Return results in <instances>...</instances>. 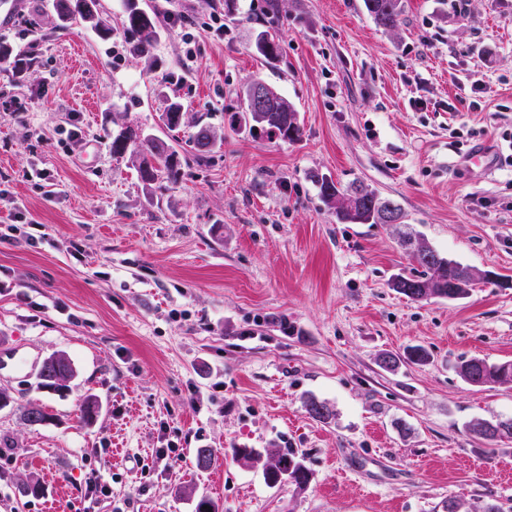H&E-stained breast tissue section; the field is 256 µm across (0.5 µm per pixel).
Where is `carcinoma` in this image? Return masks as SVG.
<instances>
[{"instance_id": "obj_1", "label": "carcinoma", "mask_w": 512, "mask_h": 512, "mask_svg": "<svg viewBox=\"0 0 512 512\" xmlns=\"http://www.w3.org/2000/svg\"><path fill=\"white\" fill-rule=\"evenodd\" d=\"M86 5V0H54L53 7L62 23L78 19L89 24L101 38L110 37L113 29L104 23L99 9H88ZM364 6L378 27L388 32L398 28L403 12V0H364ZM120 30L135 54L145 56L150 53L156 38L155 17L138 7L136 0H125ZM256 50L268 60L277 59L280 45L276 35L267 30L261 32L256 42ZM268 92L281 101L280 109L275 112L256 111L250 102L248 92L245 91L242 110L230 115V129L237 131L244 128L253 135L264 134L268 138L277 137L282 141L294 140L300 131L296 112L288 100L273 88H268ZM190 140L203 155L210 152L215 136L210 127L199 120L195 123V131ZM148 142V151L139 154L138 172L141 180L151 185L159 180L177 179L180 162L174 146L152 137L148 138ZM320 194L327 203L333 205L337 221L343 224L379 223L377 201L381 196L366 186L357 185L340 189L335 182L324 177L320 180ZM420 245L431 254L433 261H428L426 255L407 247L406 239H401V246L420 267V271L407 277L406 287L398 289V292L413 300L429 297L460 299L467 296L478 276L470 274L468 267L448 260L425 242H420ZM505 366L511 367L512 363L506 361L489 364L483 359L471 358L461 362L459 375L465 379L473 368L483 374V379L472 380L470 384H497L502 382L500 370ZM74 375L75 367L69 360L59 372L50 368L40 373V386L48 391L63 393L69 389V382ZM262 473L266 484L270 486L288 482L300 490L309 484L311 478L302 460L289 449L267 453L262 464Z\"/></svg>"}]
</instances>
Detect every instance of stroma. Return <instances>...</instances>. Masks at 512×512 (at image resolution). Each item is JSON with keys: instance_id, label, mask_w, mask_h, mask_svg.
<instances>
[{"instance_id": "1", "label": "stroma", "mask_w": 512, "mask_h": 512, "mask_svg": "<svg viewBox=\"0 0 512 512\" xmlns=\"http://www.w3.org/2000/svg\"><path fill=\"white\" fill-rule=\"evenodd\" d=\"M144 2L148 59L118 30L125 0H100L108 39L60 28L52 0L0 23V512H195L204 496L218 512H512V441L467 429L512 418V386L453 369L512 361V0H403L394 34L363 0ZM172 10L194 22L185 73ZM270 28L272 62L255 51ZM254 79L293 106L296 140L230 130ZM174 101L184 133L201 118L220 142L203 161L179 142L178 180L147 187L112 135L166 138ZM322 177L378 189L403 224L338 223ZM406 231L492 279L460 300L397 293ZM411 346L428 360L380 365ZM57 352L77 368L63 395L29 371ZM31 403L47 424L24 423ZM238 448L293 450L311 481L269 486ZM95 479L108 495L89 496ZM27 482L40 493L19 495ZM480 364V367L477 365ZM504 366H510L512 370V363L509 361L500 363V364H488L485 360L479 358H471L468 360H464L459 365V375L468 383L475 386H485L489 384H497L502 383V376L500 374V370ZM473 368L478 372L482 373L484 378L482 381L480 380H472L469 381L467 376L470 375V369Z\"/></svg>"}]
</instances>
